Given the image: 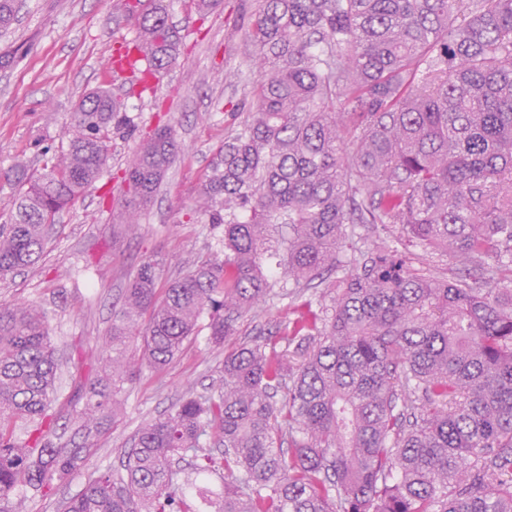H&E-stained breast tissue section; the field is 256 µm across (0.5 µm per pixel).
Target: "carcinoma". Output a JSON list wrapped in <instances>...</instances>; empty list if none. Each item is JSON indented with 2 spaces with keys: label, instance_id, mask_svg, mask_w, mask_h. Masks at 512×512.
I'll return each instance as SVG.
<instances>
[{
  "label": "carcinoma",
  "instance_id": "cac0c4a2",
  "mask_svg": "<svg viewBox=\"0 0 512 512\" xmlns=\"http://www.w3.org/2000/svg\"><path fill=\"white\" fill-rule=\"evenodd\" d=\"M21 9L0 0V31ZM178 42L165 0H149L119 57L161 72ZM243 44L260 78L197 205L224 227V258L164 283L160 261L139 266L82 387L81 442H60L50 413L47 312L0 305V512H28L82 468L127 386L165 370L203 317L224 348L272 288L316 279L318 310L224 352L217 384L145 424L122 468L62 512H512V0H256ZM116 122L129 124L98 87L69 114L66 150L5 173L1 277L40 261L103 175ZM177 149L169 127L141 143L126 224ZM353 224H391L493 286L421 273L385 239L352 268ZM187 457L224 491L187 494Z\"/></svg>",
  "mask_w": 512,
  "mask_h": 512
}]
</instances>
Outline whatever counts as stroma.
<instances>
[{
    "mask_svg": "<svg viewBox=\"0 0 512 512\" xmlns=\"http://www.w3.org/2000/svg\"><path fill=\"white\" fill-rule=\"evenodd\" d=\"M146 0H26L0 51L14 55L0 67V173L16 159L42 165L45 149L66 145L65 125L76 102L91 89L109 87L132 125L113 132L107 169L84 198L64 212L46 255L33 268L0 280V304L34 303L49 312L48 326L59 360L58 432L72 434L70 414L79 383L77 369H100L102 338L121 304L129 278L145 260L163 261L164 279L178 277L188 260L223 256L222 229L194 208V199L224 138L259 78L241 64L242 35L253 0H221L200 15L192 0H168L169 18L182 43L177 61L149 89L117 72L114 48L137 36ZM176 133L178 156L133 231L113 236L122 221L113 201L120 195L129 160L141 141L161 125ZM318 287L281 294L243 314L238 343L253 344L274 333L295 300H317ZM207 331L160 373L143 371L130 386L124 412L105 424L83 469L52 481L32 512H58L89 475L119 467L125 449L146 423L168 413L188 391L204 392L224 367L223 351Z\"/></svg>",
    "mask_w": 512,
    "mask_h": 512,
    "instance_id": "35a3bbf8",
    "label": "stroma"
}]
</instances>
